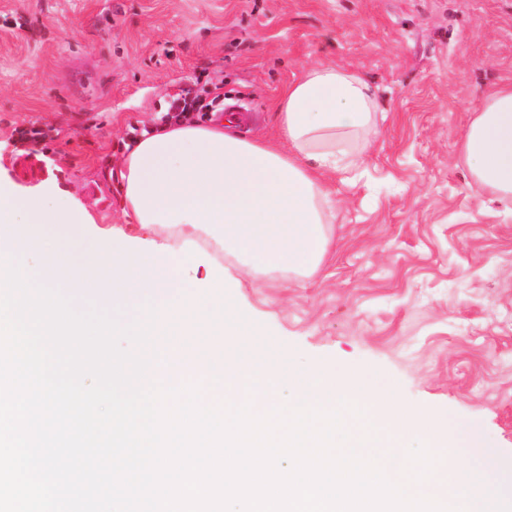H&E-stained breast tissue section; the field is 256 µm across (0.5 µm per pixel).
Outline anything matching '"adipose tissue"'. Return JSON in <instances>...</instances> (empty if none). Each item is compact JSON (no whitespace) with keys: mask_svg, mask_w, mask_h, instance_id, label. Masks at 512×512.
Returning <instances> with one entry per match:
<instances>
[{"mask_svg":"<svg viewBox=\"0 0 512 512\" xmlns=\"http://www.w3.org/2000/svg\"><path fill=\"white\" fill-rule=\"evenodd\" d=\"M275 115L277 147L241 137L232 112L210 125L167 124L134 141L119 172L124 209L147 233L161 230L164 241L120 230L95 232L92 217L71 198L0 191V254L40 257L37 282L109 305L113 318L124 324L131 322L133 306L152 296L161 318L184 319L185 336L198 335L197 317L204 312L197 293L185 287L204 257L200 239L235 256L240 276L313 277L325 261L336 221L329 182L364 164L386 113L365 77L315 63L288 84ZM456 159L470 187L512 207V83L471 107ZM229 278L222 264L212 263L206 330L216 340L238 343L254 329L234 319L235 304L225 291ZM168 357L181 369L165 375V386H179L188 375L202 378L204 403L227 396L240 404L249 388L260 412L280 403L286 386L293 399L339 408L352 446L379 455L387 475L398 471L404 447L419 437L446 454L445 466L423 493L447 502L462 488L477 497L486 492L485 481L460 462L446 434L420 413H399L362 375L321 368L287 373L279 362H228L220 354L188 362L178 346Z\"/></svg>","mask_w":512,"mask_h":512,"instance_id":"1","label":"adipose tissue"}]
</instances>
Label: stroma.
Instances as JSON below:
<instances>
[{"instance_id":"stroma-1","label":"stroma","mask_w":512,"mask_h":512,"mask_svg":"<svg viewBox=\"0 0 512 512\" xmlns=\"http://www.w3.org/2000/svg\"><path fill=\"white\" fill-rule=\"evenodd\" d=\"M353 69L387 113L357 176L329 188L336 222L313 281L271 274L231 289L258 336L224 344L298 372L365 371L400 409L458 438L479 432L512 479V209L476 193L454 157L469 105L512 80V0H0V189L75 196L97 227L138 232L110 170L174 120L182 90L249 111L275 138L274 103L311 63ZM42 141L19 142L21 128ZM209 356L206 335L179 337Z\"/></svg>"}]
</instances>
